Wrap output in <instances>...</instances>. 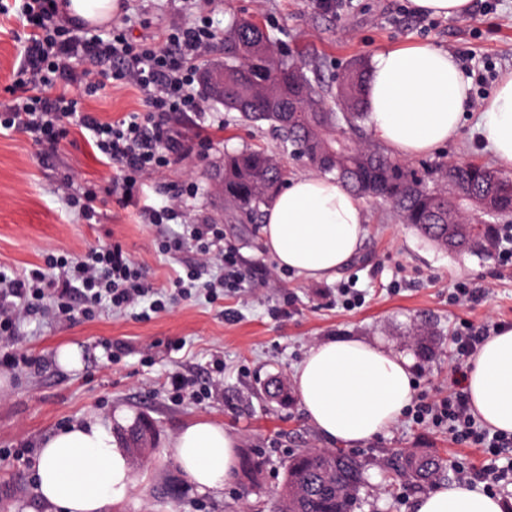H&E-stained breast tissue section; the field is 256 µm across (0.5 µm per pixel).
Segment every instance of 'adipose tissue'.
Returning a JSON list of instances; mask_svg holds the SVG:
<instances>
[{"label":"adipose tissue","instance_id":"ef3b65f1","mask_svg":"<svg viewBox=\"0 0 512 512\" xmlns=\"http://www.w3.org/2000/svg\"><path fill=\"white\" fill-rule=\"evenodd\" d=\"M471 87L455 56L430 45L383 49L370 59L367 123L403 158L458 137ZM477 125L496 159L512 166V73L481 104ZM367 217L359 197L328 176L289 179L263 211L264 246L281 268L309 281L331 280L360 250ZM293 384L310 424L324 437L363 445L398 422L414 393L413 362L380 343L346 336L317 343L297 365ZM474 415L512 434V328L489 337L466 371ZM111 420L91 417L48 439L36 491L48 512H103L134 485ZM173 459L203 490H218L237 469V440L207 419L185 424L169 445ZM498 497L464 484L424 495L417 512H504Z\"/></svg>","mask_w":512,"mask_h":512}]
</instances>
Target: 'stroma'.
Returning a JSON list of instances; mask_svg holds the SVG:
<instances>
[{"mask_svg":"<svg viewBox=\"0 0 512 512\" xmlns=\"http://www.w3.org/2000/svg\"><path fill=\"white\" fill-rule=\"evenodd\" d=\"M408 0H338L335 14L321 11L317 0H129L130 13L147 27L130 29V38L146 36L173 21L197 16L224 30L232 18L258 19L279 48L307 51L324 73L377 50L435 45L453 53L472 84L473 109L457 139L413 164L470 160L488 167L496 161L476 131L481 103L501 76L512 71V0H473L465 17L442 18L412 13ZM17 21L0 15V106L19 66ZM83 105L116 120L143 108L141 93L109 84L84 97ZM170 124L184 137L204 135L203 155L172 165L145 180L135 199L118 203L109 189L121 175L117 166L99 163L79 133L66 136L51 155L23 133L0 132V270L24 275L43 265L46 255H77L92 244H120L144 270L149 284L166 298L151 318L133 312L103 310L90 320L58 322L52 317L21 324L19 341L0 344V448H25L21 457L0 460V512H45L36 494L35 476L41 448L63 427L85 417L112 418L131 424L141 414L156 427V451L135 466L136 485L111 512H272L289 455L300 448H326L328 439L308 422L297 399L280 406L261 395L264 383L291 377L308 350L324 340L361 336L413 359V404L448 394L456 360L453 338L463 324L512 325V265L495 257L453 254L400 223L391 208L367 199L366 236L359 254L331 281L306 282L281 269L263 249L262 227L225 216L214 191L225 153L263 148L279 154L287 177L310 174L309 165L282 151L276 134L239 121L236 113L208 101L206 113L178 112ZM94 185L98 215L84 220L61 191ZM174 202L179 221L216 224L224 240L239 251L251 275L249 287L213 295L205 288L177 294L171 281L177 271L197 263L192 252L171 255L160 247L159 228L147 224L146 207ZM467 283L479 295L450 303L455 286ZM356 285L359 303L346 305L339 288ZM426 321L434 353L423 358L410 346L414 319ZM123 343L124 353L109 347ZM78 345L83 367L62 369L56 351ZM27 355L32 366L12 369L3 357ZM186 381L182 392L173 377ZM194 418L220 423L236 436L239 453H252L264 465L259 485L244 492L239 476L223 490L198 489L167 454L181 426ZM402 448L432 449L448 459L449 476L462 466L482 462L483 454L451 441L447 431L403 417L379 438L359 446L371 464L361 491L360 512H415L424 496L403 482H391L378 459Z\"/></svg>","mask_w":512,"mask_h":512,"instance_id":"obj_1","label":"stroma"}]
</instances>
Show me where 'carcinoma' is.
Masks as SVG:
<instances>
[{"instance_id":"obj_1","label":"carcinoma","mask_w":512,"mask_h":512,"mask_svg":"<svg viewBox=\"0 0 512 512\" xmlns=\"http://www.w3.org/2000/svg\"><path fill=\"white\" fill-rule=\"evenodd\" d=\"M367 67L355 58L325 81L299 55L282 54L257 22L235 18L224 32V111L252 125L268 123L282 148L333 175L354 194L389 203L402 223L439 247L488 251L496 237L494 225L512 219V174L472 161L414 167L397 161L381 144L356 136L365 123ZM283 180L276 156L245 149L224 155L217 195L234 216L255 221ZM478 218L486 242L462 249L448 240V227ZM113 435L130 453L136 445L152 443L139 419ZM382 464L421 487L448 478L447 460L433 452H398ZM365 469L364 459L343 449L304 448L288 461L275 512H356Z\"/></svg>"}]
</instances>
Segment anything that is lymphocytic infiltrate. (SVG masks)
Wrapping results in <instances>:
<instances>
[{"label": "lymphocytic infiltrate", "mask_w": 512, "mask_h": 512, "mask_svg": "<svg viewBox=\"0 0 512 512\" xmlns=\"http://www.w3.org/2000/svg\"><path fill=\"white\" fill-rule=\"evenodd\" d=\"M0 13L12 15L21 29L20 65L11 99L0 111L1 128L31 135L48 153L70 126L86 130L103 162L122 169V177L110 189L121 202L135 196L143 178L201 153L202 143L179 139L170 117L206 108L207 96L198 88L190 65L213 46L215 35L206 22L175 21L156 35L133 40L126 30L134 20L125 10L107 30L69 23L59 11V0H0ZM102 63L109 64L113 82L143 94L144 114L107 122L84 110L81 94H95L102 86L91 67ZM162 249H191L202 261L216 260L222 269L218 287L234 290L246 279L236 249L225 244L218 225H184ZM48 299L69 320L94 318L102 306L129 310L143 305L151 312L163 306L140 265L122 247L92 246L74 257L48 256L44 267L23 278L0 271V340L13 341L19 321L40 318ZM415 417L447 428L455 441L470 443L491 456V463L465 472L464 480L482 484L493 495L512 485V463H496L512 447V435L475 419L463 370H456L447 397L418 405Z\"/></svg>", "instance_id": "f902f5d3"}]
</instances>
